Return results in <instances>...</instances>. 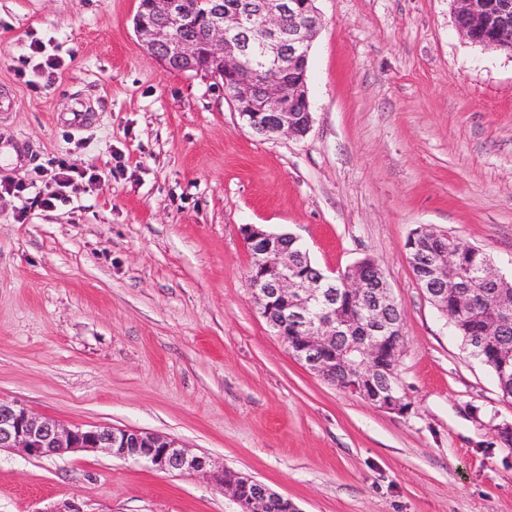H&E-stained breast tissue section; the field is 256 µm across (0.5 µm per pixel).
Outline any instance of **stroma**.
Instances as JSON below:
<instances>
[{
  "label": "stroma",
  "mask_w": 512,
  "mask_h": 512,
  "mask_svg": "<svg viewBox=\"0 0 512 512\" xmlns=\"http://www.w3.org/2000/svg\"><path fill=\"white\" fill-rule=\"evenodd\" d=\"M139 0H0V397L65 425L173 436L300 512H512V399L420 288L419 227L512 275V55L452 0H317L312 124L252 133L165 69ZM60 67L39 68L31 39ZM65 156L102 177L53 211ZM30 184L29 200L2 184ZM333 276L372 257L404 317L396 414L292 357L252 298L240 227ZM239 512L206 477L94 452H0V512Z\"/></svg>",
  "instance_id": "35a3bbf8"
}]
</instances>
